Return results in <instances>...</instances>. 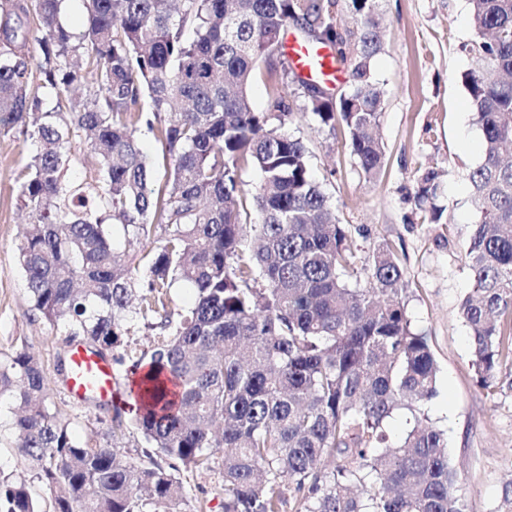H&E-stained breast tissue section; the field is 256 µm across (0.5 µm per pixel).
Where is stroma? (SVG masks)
<instances>
[{"label":"stroma","mask_w":512,"mask_h":512,"mask_svg":"<svg viewBox=\"0 0 512 512\" xmlns=\"http://www.w3.org/2000/svg\"><path fill=\"white\" fill-rule=\"evenodd\" d=\"M383 47L371 61L381 92L380 174L367 178L347 133L329 130L293 101L283 130L308 148L309 165L330 197L359 256L383 242L404 268L402 298L424 331L439 366V394L430 416L448 431L458 469L455 494L465 512H498L512 480V366L503 365L495 392L481 389L469 363V332L458 309L471 288L464 249L477 222L466 175L483 156L484 137L464 76L477 66L465 51L472 38L469 0H380ZM30 144L0 135V362L16 350L36 356L51 379L50 398L78 437L112 427L114 408H126V368L113 364L118 393L111 406L72 398L56 368L63 356L60 328L33 314L17 246L27 217L20 207L22 169ZM439 172L433 206L416 193L427 170ZM222 461L210 469H181L186 496L203 512H224Z\"/></svg>","instance_id":"obj_1"}]
</instances>
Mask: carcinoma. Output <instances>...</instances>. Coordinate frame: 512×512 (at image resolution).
<instances>
[{"label": "carcinoma", "instance_id": "cac0c4a2", "mask_svg": "<svg viewBox=\"0 0 512 512\" xmlns=\"http://www.w3.org/2000/svg\"><path fill=\"white\" fill-rule=\"evenodd\" d=\"M66 2L0 0V134L34 146L18 262L35 314L66 341L112 350L131 314L157 340L119 358L140 401L133 425L146 447L135 458L120 446V411L112 434L78 439L34 355L0 365L18 452L52 512H191L164 461L208 469L217 454L224 512H283L287 490L295 512H463L447 436L427 412L439 369L401 298L400 259L387 242L357 255L306 145L282 132L292 73L301 110L342 124L363 172L379 174L377 0H349L352 29L337 20L339 0H79L78 33L62 19ZM470 4L464 49L478 68L465 84L484 152L468 174L478 221L459 311L477 383L492 391L512 361V0ZM291 23L320 32L312 40L334 50L350 90L335 98L290 63L270 66L268 111L257 112L252 80ZM142 127L161 145L162 183L139 146ZM77 137L99 159L94 185L66 179ZM245 167L260 172L250 194ZM437 179L427 171L418 198L434 199ZM114 225L150 249L128 258ZM177 281L196 292L186 309L171 305ZM399 411L410 427L394 443ZM0 512L44 510L30 481L0 472Z\"/></svg>", "mask_w": 512, "mask_h": 512}]
</instances>
